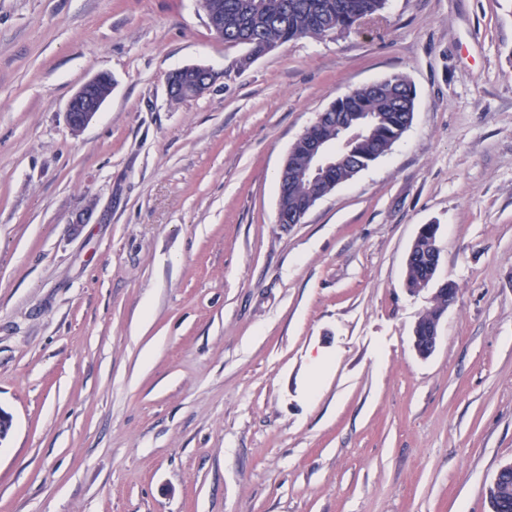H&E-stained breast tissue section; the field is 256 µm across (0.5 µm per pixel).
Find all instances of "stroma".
Listing matches in <instances>:
<instances>
[{
    "mask_svg": "<svg viewBox=\"0 0 512 512\" xmlns=\"http://www.w3.org/2000/svg\"><path fill=\"white\" fill-rule=\"evenodd\" d=\"M245 52L197 0H0V512H489L512 461V0H387ZM192 65L217 79L171 100ZM396 75L402 138L279 223L292 144ZM424 224L457 288L426 358ZM192 68H187L186 71L177 72L174 75H172L169 79H171L174 83L182 84L191 81L193 78V74L195 73L192 70H189ZM212 82L216 78V74L209 75ZM167 82V94L172 100H178L180 98H187V97H194L203 94L211 85V80L206 79L203 82H200L197 84L195 88H193L191 91L185 93L184 91H179L177 87H172L170 82ZM113 86L112 77L101 73L85 81L76 90L66 109L67 122L73 131H81L93 121L112 94ZM438 225L435 224H424L420 227L418 234L413 242V245L411 247L410 253L413 250V246L418 239V237L423 236L427 237L429 239H420L416 242L414 246V250L412 252L411 258L409 260L408 264V279L407 285L405 280L406 288L411 293L420 292L422 290H426L428 288H418L421 283H427L425 279V272H424V264L426 261V255L429 250V242L431 243V248L433 250V262L429 266V269L427 271V278H428V286L429 284L436 279L437 271L440 264V252L438 247L436 246V238L438 234ZM409 253V254H410ZM408 286V287H407ZM443 312L433 314L427 310L418 318L414 327V348L419 356L427 357L435 350L438 340V325ZM510 481L512 482V462L500 467L488 487L487 495L491 512H500L498 511L500 508L498 505L499 503H503V501L500 500L502 498L501 492L508 487Z\"/></svg>",
    "mask_w": 512,
    "mask_h": 512,
    "instance_id": "35a3bbf8",
    "label": "stroma"
}]
</instances>
